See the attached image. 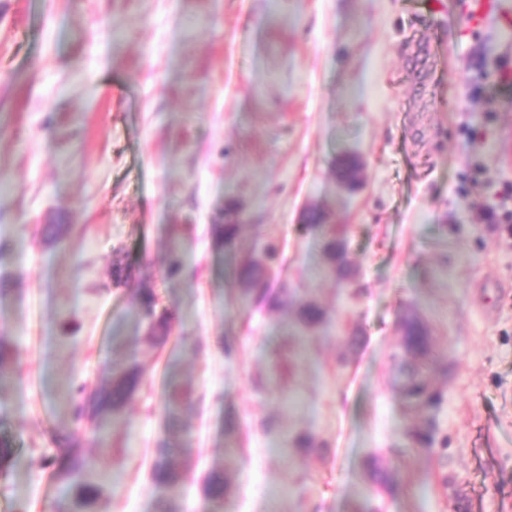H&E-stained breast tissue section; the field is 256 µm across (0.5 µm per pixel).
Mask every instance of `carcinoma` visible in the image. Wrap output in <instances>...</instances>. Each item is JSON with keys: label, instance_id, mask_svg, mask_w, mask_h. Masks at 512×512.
I'll list each match as a JSON object with an SVG mask.
<instances>
[{"label": "carcinoma", "instance_id": "carcinoma-1", "mask_svg": "<svg viewBox=\"0 0 512 512\" xmlns=\"http://www.w3.org/2000/svg\"><path fill=\"white\" fill-rule=\"evenodd\" d=\"M261 279V261L250 260L239 271L240 299L249 300L258 290ZM136 303L141 318L147 321L148 339L155 343L164 342L172 329L171 313L159 309L158 299L152 292L137 295ZM405 343L416 351H421L426 346L425 332L413 320L405 324ZM111 373L109 385L90 393L83 387L77 390L80 399L78 424L66 434L68 440L76 442L85 434L99 436L107 418L123 414L133 399L141 382V371L135 366L114 365ZM403 392L406 398L422 405L430 403L426 385L416 371L407 375ZM171 452L172 448L168 443L161 448L154 467V479L159 485L176 492L184 481V475L170 466L168 457ZM93 466L94 461L82 454L69 455L66 465L57 471V478L71 489V493L58 500L56 512H86V508L99 497V484L91 477Z\"/></svg>", "mask_w": 512, "mask_h": 512}]
</instances>
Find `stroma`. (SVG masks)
Wrapping results in <instances>:
<instances>
[{
	"instance_id": "1",
	"label": "stroma",
	"mask_w": 512,
	"mask_h": 512,
	"mask_svg": "<svg viewBox=\"0 0 512 512\" xmlns=\"http://www.w3.org/2000/svg\"><path fill=\"white\" fill-rule=\"evenodd\" d=\"M455 2L0 0V438L19 459L0 512H54L69 392L114 364L144 380L79 443L89 512H364L370 495L512 512V234L480 213L512 209V33L465 32ZM267 244L279 259L241 303L238 270ZM142 289L174 316L164 344L145 339ZM305 302L324 320L304 330ZM411 318L426 354L403 345ZM411 369L433 404L403 396ZM167 439L176 497L152 473Z\"/></svg>"
}]
</instances>
